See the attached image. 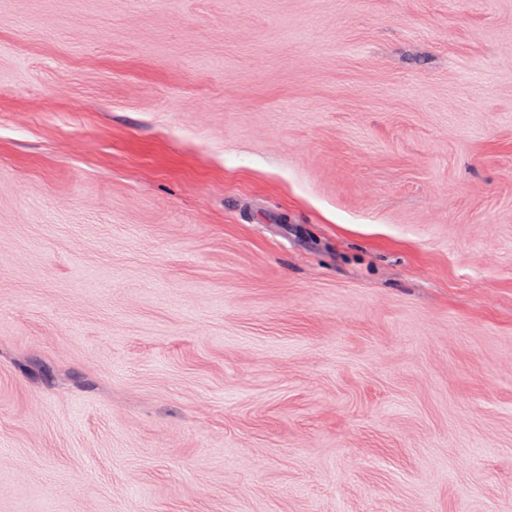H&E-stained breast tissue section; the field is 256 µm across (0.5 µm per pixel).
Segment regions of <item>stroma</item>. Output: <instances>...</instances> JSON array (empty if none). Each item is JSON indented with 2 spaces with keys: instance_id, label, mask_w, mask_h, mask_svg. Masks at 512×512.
<instances>
[{
  "instance_id": "obj_1",
  "label": "stroma",
  "mask_w": 512,
  "mask_h": 512,
  "mask_svg": "<svg viewBox=\"0 0 512 512\" xmlns=\"http://www.w3.org/2000/svg\"><path fill=\"white\" fill-rule=\"evenodd\" d=\"M0 512H512V0H0Z\"/></svg>"
}]
</instances>
